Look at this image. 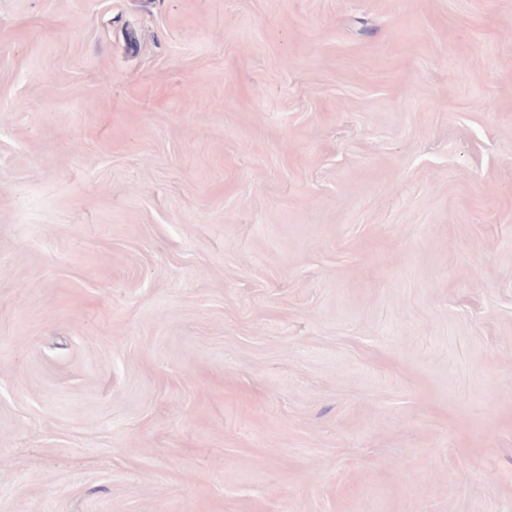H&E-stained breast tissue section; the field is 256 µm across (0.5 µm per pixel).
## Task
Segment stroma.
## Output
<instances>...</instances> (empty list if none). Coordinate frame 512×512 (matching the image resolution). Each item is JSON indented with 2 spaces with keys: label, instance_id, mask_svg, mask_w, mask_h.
<instances>
[{
  "label": "stroma",
  "instance_id": "1",
  "mask_svg": "<svg viewBox=\"0 0 512 512\" xmlns=\"http://www.w3.org/2000/svg\"><path fill=\"white\" fill-rule=\"evenodd\" d=\"M0 512H512V0H0Z\"/></svg>",
  "mask_w": 512,
  "mask_h": 512
}]
</instances>
